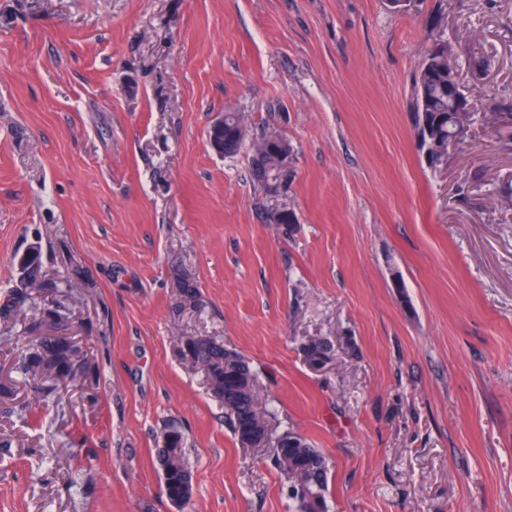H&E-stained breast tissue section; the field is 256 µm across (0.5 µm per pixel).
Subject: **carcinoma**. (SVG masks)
<instances>
[{"mask_svg":"<svg viewBox=\"0 0 512 512\" xmlns=\"http://www.w3.org/2000/svg\"><path fill=\"white\" fill-rule=\"evenodd\" d=\"M455 63L452 47L444 41L427 50L416 73L414 113H425L429 128L427 133L414 130L418 150L422 153L433 154L439 148L446 151L448 140L464 139L468 135V131L460 133L458 129L463 125L471 126V112L460 111L459 102L471 101L472 95L460 82ZM224 138L229 155L250 145L253 180L269 189L278 186L285 164L278 159V154L282 150L292 152L286 139L271 130L252 133L242 114L233 110L224 112ZM29 300L27 289H14L4 306L3 316L14 314ZM36 311L42 318L67 317V309L59 299L43 302ZM72 351L81 352L78 343L33 338L29 352L21 357L16 371L24 379L39 381L38 392L47 397L60 383L74 381L67 372ZM180 354L183 358L191 355L193 366L206 372L211 391L224 401L226 417L238 440H243L252 422L260 433H265L272 410L264 397L259 373L249 359L207 336L183 337ZM273 460L288 483V495L296 503V512H328L326 493L330 467L321 449L300 434L286 431L281 434ZM156 462L167 499L188 502L193 490L189 485L193 472L182 432L174 428L165 431L163 445L156 449Z\"/></svg>","mask_w":512,"mask_h":512,"instance_id":"carcinoma-1","label":"carcinoma"}]
</instances>
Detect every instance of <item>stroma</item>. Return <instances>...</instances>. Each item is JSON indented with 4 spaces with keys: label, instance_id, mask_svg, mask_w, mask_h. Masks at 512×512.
<instances>
[{
    "label": "stroma",
    "instance_id": "obj_1",
    "mask_svg": "<svg viewBox=\"0 0 512 512\" xmlns=\"http://www.w3.org/2000/svg\"><path fill=\"white\" fill-rule=\"evenodd\" d=\"M441 39L476 112L433 170L414 77ZM493 104L512 113V0H0V304L23 284L64 300L99 397L18 384L0 512H296L184 336L250 358L274 434L328 456L330 512H512V152ZM229 108L291 144L274 190L248 151L211 150ZM32 319L0 317V373ZM313 339L334 346L321 372ZM169 427L194 473L180 511L154 457Z\"/></svg>",
    "mask_w": 512,
    "mask_h": 512
}]
</instances>
